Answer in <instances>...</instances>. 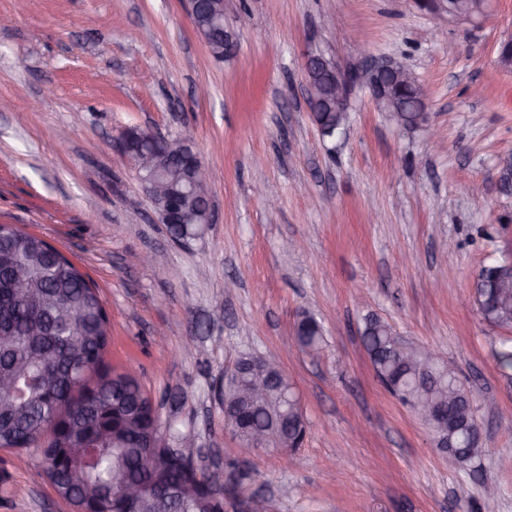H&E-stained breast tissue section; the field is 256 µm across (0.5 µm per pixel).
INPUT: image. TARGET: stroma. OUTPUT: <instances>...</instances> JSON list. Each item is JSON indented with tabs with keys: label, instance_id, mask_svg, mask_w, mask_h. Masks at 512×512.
Listing matches in <instances>:
<instances>
[{
	"label": "stroma",
	"instance_id": "1",
	"mask_svg": "<svg viewBox=\"0 0 512 512\" xmlns=\"http://www.w3.org/2000/svg\"><path fill=\"white\" fill-rule=\"evenodd\" d=\"M186 2L0 0V98L15 104L0 112V224L42 236L98 286L107 361L135 366L172 447L191 433L199 468L250 472L226 512L255 498L267 512H477L491 482L496 512H512V377L494 361L512 329L487 325L473 294L483 266L512 260V70L498 63L512 0L476 26L413 0H224L236 49L220 61ZM360 45L409 66L425 119L395 125L358 86L344 133L322 137L307 56L352 60ZM130 127L192 141L210 170L203 238L172 243L142 201L113 148ZM263 183L281 192L276 216ZM306 310L324 328L316 352L292 347ZM369 313L437 347L472 389L475 469L450 470L377 380L361 342ZM243 353L279 354L300 394L308 431L289 457H241L224 428L214 385ZM0 512L72 509L39 455L20 464L0 449Z\"/></svg>",
	"mask_w": 512,
	"mask_h": 512
}]
</instances>
